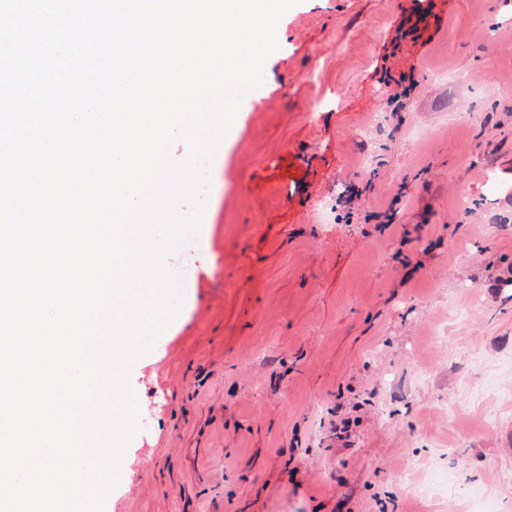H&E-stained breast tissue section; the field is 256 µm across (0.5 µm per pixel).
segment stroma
<instances>
[{
  "label": "stroma",
  "instance_id": "35a3bbf8",
  "mask_svg": "<svg viewBox=\"0 0 512 512\" xmlns=\"http://www.w3.org/2000/svg\"><path fill=\"white\" fill-rule=\"evenodd\" d=\"M277 39L105 512H512V0H300Z\"/></svg>",
  "mask_w": 512,
  "mask_h": 512
}]
</instances>
